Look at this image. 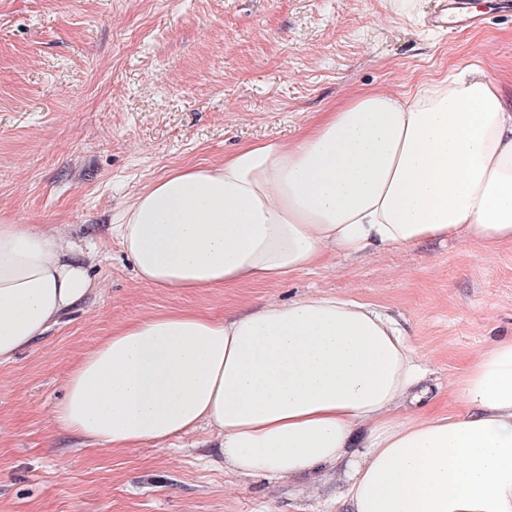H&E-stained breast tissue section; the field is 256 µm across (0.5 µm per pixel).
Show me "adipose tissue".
<instances>
[{
    "mask_svg": "<svg viewBox=\"0 0 512 512\" xmlns=\"http://www.w3.org/2000/svg\"><path fill=\"white\" fill-rule=\"evenodd\" d=\"M112 232L140 281L182 292L279 283L330 252L512 243V99L474 65L402 95L362 90L294 142L170 169ZM94 287L64 239L0 220V362ZM425 373L394 319L308 293L229 318H134L73 364L54 415L112 449L205 425L239 475L336 470L348 512H512V336L452 383L461 414L419 411Z\"/></svg>",
    "mask_w": 512,
    "mask_h": 512,
    "instance_id": "obj_1",
    "label": "adipose tissue"
}]
</instances>
